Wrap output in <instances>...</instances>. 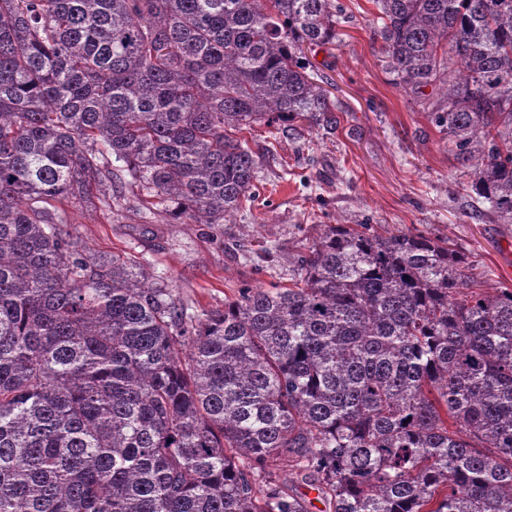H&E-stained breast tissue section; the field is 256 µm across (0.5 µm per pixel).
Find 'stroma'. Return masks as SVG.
<instances>
[{"label": "stroma", "instance_id": "obj_1", "mask_svg": "<svg viewBox=\"0 0 512 512\" xmlns=\"http://www.w3.org/2000/svg\"><path fill=\"white\" fill-rule=\"evenodd\" d=\"M343 2L339 42L313 60L341 109L336 133L293 142L254 125L246 138L260 158L259 196L250 208L215 226L73 208L70 231L92 252L138 256L195 314L223 308L242 286L287 283L289 257L319 225L368 218L449 238L471 255L483 288L512 289V224L489 218L461 189L452 145L430 118L441 93L404 89L381 60L372 0ZM267 250L276 262L258 267L245 258Z\"/></svg>", "mask_w": 512, "mask_h": 512}]
</instances>
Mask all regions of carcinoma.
<instances>
[{
  "label": "carcinoma",
  "instance_id": "cac0c4a2",
  "mask_svg": "<svg viewBox=\"0 0 512 512\" xmlns=\"http://www.w3.org/2000/svg\"><path fill=\"white\" fill-rule=\"evenodd\" d=\"M512 224V0H372ZM341 0H0V512H512V289L446 237L325 224L288 286L191 314L59 204L222 224L255 123L336 132ZM279 477L288 479V492L300 498L308 512H332L329 502L318 493L309 475L293 467L286 466Z\"/></svg>",
  "mask_w": 512,
  "mask_h": 512
}]
</instances>
